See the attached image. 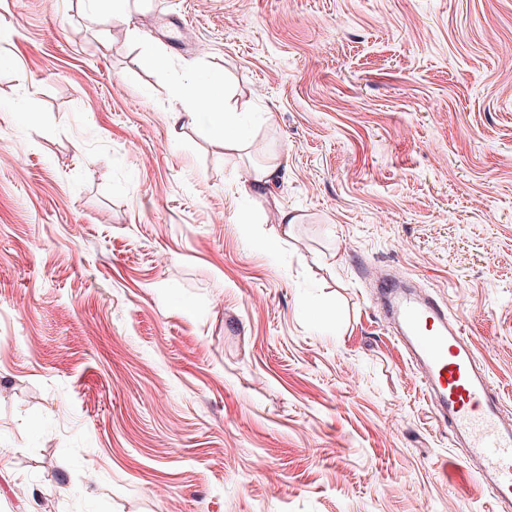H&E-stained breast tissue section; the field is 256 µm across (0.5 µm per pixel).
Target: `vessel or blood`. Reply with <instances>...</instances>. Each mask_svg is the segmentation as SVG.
<instances>
[{
	"instance_id": "1",
	"label": "vessel or blood",
	"mask_w": 512,
	"mask_h": 512,
	"mask_svg": "<svg viewBox=\"0 0 512 512\" xmlns=\"http://www.w3.org/2000/svg\"><path fill=\"white\" fill-rule=\"evenodd\" d=\"M376 284L401 319V343L421 366L423 390L438 420L464 443L462 461L488 492L493 512H512V419L502 397L476 359L460 320L430 295L400 292L395 280Z\"/></svg>"
}]
</instances>
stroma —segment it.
Segmentation results:
<instances>
[{
	"label": "stroma",
	"mask_w": 512,
	"mask_h": 512,
	"mask_svg": "<svg viewBox=\"0 0 512 512\" xmlns=\"http://www.w3.org/2000/svg\"><path fill=\"white\" fill-rule=\"evenodd\" d=\"M131 9L0 0V512H491L369 272L512 410V0ZM187 86L189 90L185 106L182 110L173 112L175 126L185 116L194 124L222 132L224 150L236 153L243 150L246 141L240 139L235 132H229L231 125L228 114L234 111L229 106L226 95L218 90L216 82H197L189 78ZM277 172L276 165L254 168L249 178L241 183L239 191L244 196L265 197L269 184Z\"/></svg>",
	"instance_id": "1"
}]
</instances>
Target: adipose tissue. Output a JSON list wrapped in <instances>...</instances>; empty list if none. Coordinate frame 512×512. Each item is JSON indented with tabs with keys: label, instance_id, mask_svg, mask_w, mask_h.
<instances>
[{
	"label": "adipose tissue",
	"instance_id": "ef3b65f1",
	"mask_svg": "<svg viewBox=\"0 0 512 512\" xmlns=\"http://www.w3.org/2000/svg\"><path fill=\"white\" fill-rule=\"evenodd\" d=\"M186 104L181 111L175 112L174 121L190 119L194 124L211 128L224 134V148L229 152H240L245 146L244 140L231 132L228 115L231 108L225 94L218 90L215 81L189 80Z\"/></svg>",
	"mask_w": 512,
	"mask_h": 512
}]
</instances>
